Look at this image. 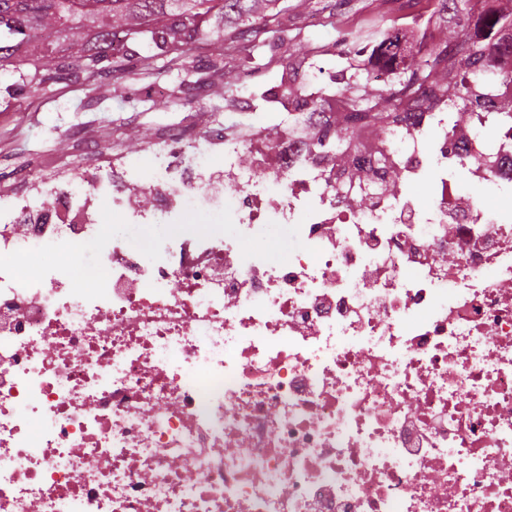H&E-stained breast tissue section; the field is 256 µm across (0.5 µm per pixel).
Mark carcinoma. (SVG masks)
I'll list each match as a JSON object with an SVG mask.
<instances>
[{
  "instance_id": "carcinoma-1",
  "label": "carcinoma",
  "mask_w": 512,
  "mask_h": 512,
  "mask_svg": "<svg viewBox=\"0 0 512 512\" xmlns=\"http://www.w3.org/2000/svg\"><path fill=\"white\" fill-rule=\"evenodd\" d=\"M279 3L280 0H0V70L10 72L14 83L44 94L62 75L92 85L103 76L108 64L112 65V73L121 72L122 60L112 52V39L116 37L145 48L140 62L146 72L156 69L160 60L187 67L188 45L203 25L210 23L232 31V35L224 37L222 54V58L232 60L237 56L239 40L247 37L242 26L266 16L275 27L269 41L261 44L274 49L288 41V18L285 9L278 8ZM73 22L83 24L87 30L80 54L64 58L52 75L42 73L39 67L27 71L21 68L23 60L39 47L51 45V36L69 29ZM490 52L488 44L476 40L465 54L451 59L450 67L463 78L465 73L483 68ZM446 57V46L432 43L416 56L405 45L404 36L384 34L368 63L374 66L388 59L402 65L397 73L398 88L384 98L392 111L382 112L367 99L346 90L339 94L342 111L330 117L336 143L320 135L313 134L311 138L344 168L350 166L354 154L378 157L374 151L376 142H361L359 133L373 127L383 133L397 122L402 101L444 79L440 65Z\"/></svg>"
}]
</instances>
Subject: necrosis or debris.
Masks as SVG:
<instances>
[{
    "mask_svg": "<svg viewBox=\"0 0 512 512\" xmlns=\"http://www.w3.org/2000/svg\"><path fill=\"white\" fill-rule=\"evenodd\" d=\"M461 107H402L393 193L283 121L0 195V512H512V124L450 133ZM112 222L172 232L146 263Z\"/></svg>",
    "mask_w": 512,
    "mask_h": 512,
    "instance_id": "4bbe7bcc",
    "label": "necrosis or debris"
}]
</instances>
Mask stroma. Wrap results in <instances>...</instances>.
I'll list each match as a JSON object with an SVG mask.
<instances>
[{
  "instance_id": "stroma-1",
  "label": "stroma",
  "mask_w": 512,
  "mask_h": 512,
  "mask_svg": "<svg viewBox=\"0 0 512 512\" xmlns=\"http://www.w3.org/2000/svg\"><path fill=\"white\" fill-rule=\"evenodd\" d=\"M433 0H282L293 38L282 50L291 71L317 59L333 61L336 88L358 96L386 93L372 81L365 53L377 44L387 18L429 8ZM354 33L356 51L341 52L340 29ZM255 57L214 75L204 101H196L195 77L169 69L143 75L129 62L124 76L99 82L95 91L81 83H60L42 96L24 86L9 91L12 109L0 112V192L27 190L29 175L54 178L61 168L91 169L104 157L120 162L144 155L168 129L190 124L197 134L223 125L230 135L248 136L253 115L245 110V86L263 92L273 82Z\"/></svg>"
}]
</instances>
